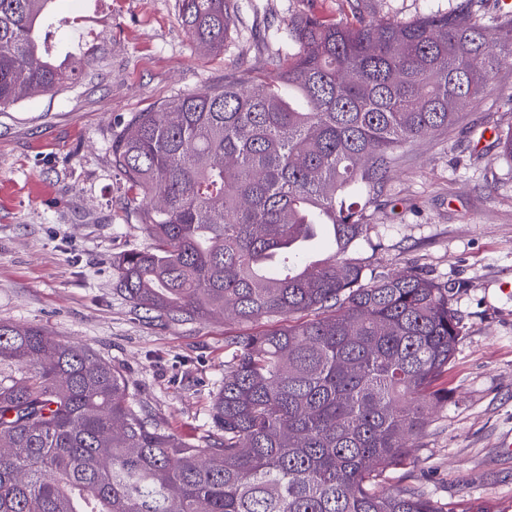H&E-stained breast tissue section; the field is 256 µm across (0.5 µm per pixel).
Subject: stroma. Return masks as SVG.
Here are the masks:
<instances>
[{
  "label": "stroma",
  "instance_id": "1",
  "mask_svg": "<svg viewBox=\"0 0 512 512\" xmlns=\"http://www.w3.org/2000/svg\"><path fill=\"white\" fill-rule=\"evenodd\" d=\"M473 2L490 19L512 0H228L218 53L184 29L177 0H54L50 41L79 76L52 95L0 112V321L38 325L90 345L120 369L128 398L160 427L210 434L224 383V338L236 322H170L134 309L116 289L117 261L150 246L112 166L123 121L203 86L266 73L288 51V23L313 14L405 20ZM512 64L446 133L407 144L355 251L371 269L422 271L451 287L463 333L445 383L452 396L413 443L410 467L388 481L455 512H512Z\"/></svg>",
  "mask_w": 512,
  "mask_h": 512
}]
</instances>
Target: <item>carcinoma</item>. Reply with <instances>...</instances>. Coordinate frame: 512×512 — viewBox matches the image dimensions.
Instances as JSON below:
<instances>
[{"label": "carcinoma", "mask_w": 512, "mask_h": 512, "mask_svg": "<svg viewBox=\"0 0 512 512\" xmlns=\"http://www.w3.org/2000/svg\"><path fill=\"white\" fill-rule=\"evenodd\" d=\"M51 0H0V110L76 69L40 35ZM224 48L226 0H178ZM293 51L139 112L112 141L153 246L119 289L169 321L274 324L224 337V386L201 443L155 424L84 344L0 322V512H450L386 484L451 392L450 288L351 257L406 143L447 129L512 60V16L461 6L409 20L291 23ZM327 229L330 254L304 246Z\"/></svg>", "instance_id": "carcinoma-1"}]
</instances>
